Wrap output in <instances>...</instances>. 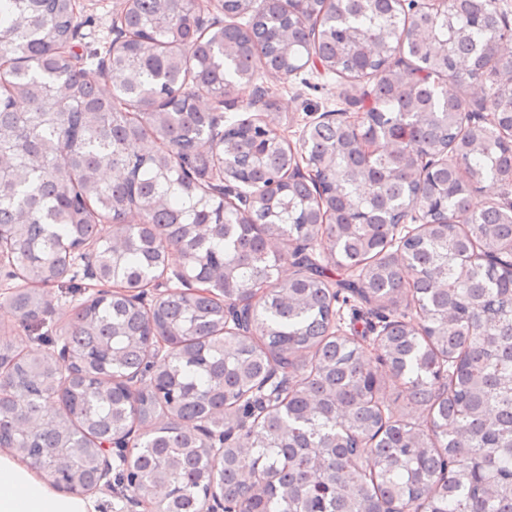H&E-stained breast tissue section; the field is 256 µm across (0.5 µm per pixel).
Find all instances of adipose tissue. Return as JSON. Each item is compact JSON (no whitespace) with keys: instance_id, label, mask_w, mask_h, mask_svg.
Segmentation results:
<instances>
[{"instance_id":"1","label":"adipose tissue","mask_w":512,"mask_h":512,"mask_svg":"<svg viewBox=\"0 0 512 512\" xmlns=\"http://www.w3.org/2000/svg\"><path fill=\"white\" fill-rule=\"evenodd\" d=\"M0 512H95L89 498L43 482L29 465L0 453Z\"/></svg>"}]
</instances>
